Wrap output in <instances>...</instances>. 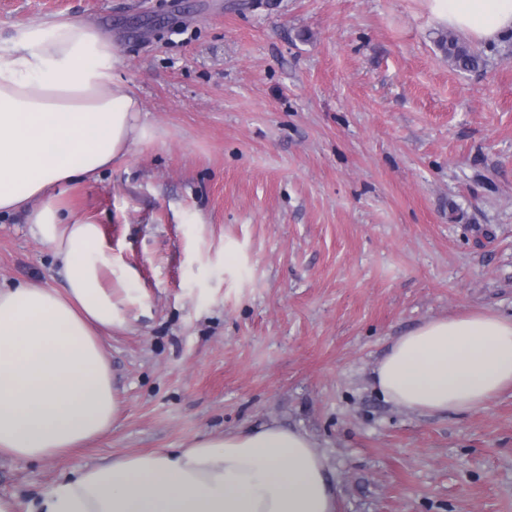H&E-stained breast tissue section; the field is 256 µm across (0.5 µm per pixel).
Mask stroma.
I'll list each match as a JSON object with an SVG mask.
<instances>
[{"label":"stroma","mask_w":512,"mask_h":512,"mask_svg":"<svg viewBox=\"0 0 512 512\" xmlns=\"http://www.w3.org/2000/svg\"><path fill=\"white\" fill-rule=\"evenodd\" d=\"M59 17L119 46L155 136L61 196L125 289L119 415L67 454L1 455L0 497L275 420L316 441L338 512H512L511 391L421 415L370 387L402 332L512 316V39L464 72L427 0H0V45ZM18 283L64 285L7 216Z\"/></svg>","instance_id":"1"}]
</instances>
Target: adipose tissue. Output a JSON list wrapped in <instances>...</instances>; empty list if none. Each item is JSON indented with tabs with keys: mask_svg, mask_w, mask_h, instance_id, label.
<instances>
[{
	"mask_svg": "<svg viewBox=\"0 0 512 512\" xmlns=\"http://www.w3.org/2000/svg\"><path fill=\"white\" fill-rule=\"evenodd\" d=\"M428 2L436 23L473 40L512 37V0ZM118 63L109 37L67 18L30 23L0 51V216H22L65 279L0 287V455L15 460L82 447L120 411L108 341L128 324L125 299L103 284L99 224L62 217L57 193L152 134ZM371 384L413 412L483 409L512 391V316L426 320L393 341ZM337 497L312 437L271 421L86 466L27 512H337Z\"/></svg>",
	"mask_w": 512,
	"mask_h": 512,
	"instance_id": "1",
	"label": "adipose tissue"
}]
</instances>
